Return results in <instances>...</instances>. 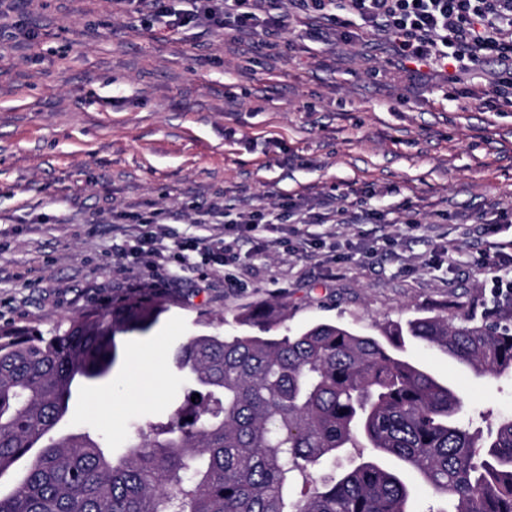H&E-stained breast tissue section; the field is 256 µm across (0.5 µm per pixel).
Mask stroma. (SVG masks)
Here are the masks:
<instances>
[{"label": "stroma", "instance_id": "stroma-1", "mask_svg": "<svg viewBox=\"0 0 512 512\" xmlns=\"http://www.w3.org/2000/svg\"><path fill=\"white\" fill-rule=\"evenodd\" d=\"M14 14L39 37L0 36V326L46 334L132 297L164 304L149 331L117 335L111 376L74 393L63 431L122 453L131 423L185 403L174 349L235 334L250 308L281 307L257 336L324 322L378 337L416 317L484 315L512 281V267L477 265L490 229L512 237V110L484 108L491 65L463 76L459 91L476 93L464 112L379 38L305 41L292 18L268 50L257 34L169 31L125 0H17ZM349 187L380 221L300 225L308 257L242 243L224 268L201 250L186 262L132 252L141 215L158 217L166 244L216 242L223 224H194L198 208L316 211ZM401 341L463 395L462 422L512 414V374L478 376Z\"/></svg>", "mask_w": 512, "mask_h": 512}]
</instances>
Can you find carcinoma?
<instances>
[{
	"label": "carcinoma",
	"instance_id": "1",
	"mask_svg": "<svg viewBox=\"0 0 512 512\" xmlns=\"http://www.w3.org/2000/svg\"><path fill=\"white\" fill-rule=\"evenodd\" d=\"M141 298L46 338L0 327V512H417L404 463L444 501L435 512H512V416L483 432L459 392L336 324L296 336H195L175 355L200 388L164 426L136 424L115 456L90 433L56 435L74 389L106 378L119 332L147 331ZM415 318L403 333L478 375L512 371V300ZM350 448H368L338 470Z\"/></svg>",
	"mask_w": 512,
	"mask_h": 512
}]
</instances>
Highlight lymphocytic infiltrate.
Listing matches in <instances>:
<instances>
[{"label":"lymphocytic infiltrate","mask_w":512,"mask_h":512,"mask_svg":"<svg viewBox=\"0 0 512 512\" xmlns=\"http://www.w3.org/2000/svg\"><path fill=\"white\" fill-rule=\"evenodd\" d=\"M170 29L207 25L237 32L261 31L262 44L274 48L285 17L277 0H193L188 10L170 8L166 0H135ZM292 14L323 20L316 39L342 38L353 20L364 34L387 40L400 65L415 78L440 77L450 84L485 61L498 65L489 84L490 109L512 106V0H289ZM231 242L208 243L216 259L230 254L234 244L247 242L269 253L282 238L260 235L252 213L227 221Z\"/></svg>","instance_id":"lymphocytic-infiltrate-1"}]
</instances>
